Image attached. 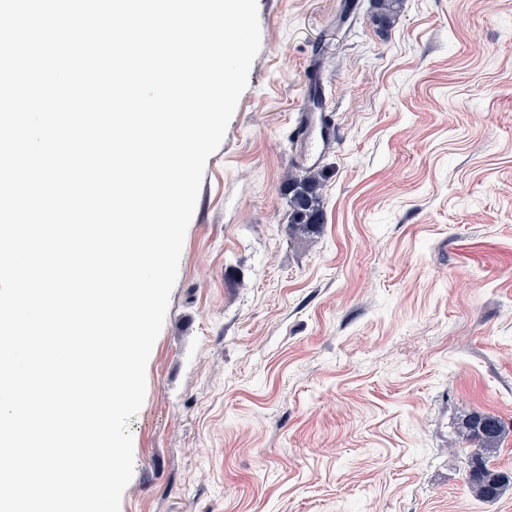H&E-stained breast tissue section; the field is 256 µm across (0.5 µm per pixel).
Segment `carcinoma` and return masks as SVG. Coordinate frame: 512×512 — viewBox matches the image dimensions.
<instances>
[{
  "label": "carcinoma",
  "instance_id": "cac0c4a2",
  "mask_svg": "<svg viewBox=\"0 0 512 512\" xmlns=\"http://www.w3.org/2000/svg\"><path fill=\"white\" fill-rule=\"evenodd\" d=\"M402 8V0H373L374 22L379 29H390ZM326 173L315 168L299 169L288 175V235L306 238L324 224L322 190ZM505 422L489 414L475 412L463 422L461 435L474 447L470 464L479 465V473L468 479V484L481 499H493L512 477L489 468V458L498 450L505 434Z\"/></svg>",
  "mask_w": 512,
  "mask_h": 512
}]
</instances>
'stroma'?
<instances>
[{"mask_svg": "<svg viewBox=\"0 0 512 512\" xmlns=\"http://www.w3.org/2000/svg\"><path fill=\"white\" fill-rule=\"evenodd\" d=\"M258 0L129 420L120 512H512L459 426L512 428V0ZM318 97L325 222L290 238ZM402 0H373L374 22L380 30H389L402 8ZM318 121L324 128L323 135H321L320 140L316 139L313 136V127H314V117L312 115H306L304 125L297 131L294 129L293 132L297 131L292 140L296 143V147L299 146L300 159L303 162H312L315 163L317 161L316 155L323 149L326 142L329 140V129L333 128L331 125V119L328 115H323L322 113L318 117ZM505 431L506 425L502 419L482 412H474L463 422L462 438L474 447L470 466H481L475 477H467L471 490L478 498L493 499L511 482L509 475L488 466L489 458L497 452Z\"/></svg>", "mask_w": 512, "mask_h": 512, "instance_id": "35a3bbf8", "label": "stroma"}]
</instances>
